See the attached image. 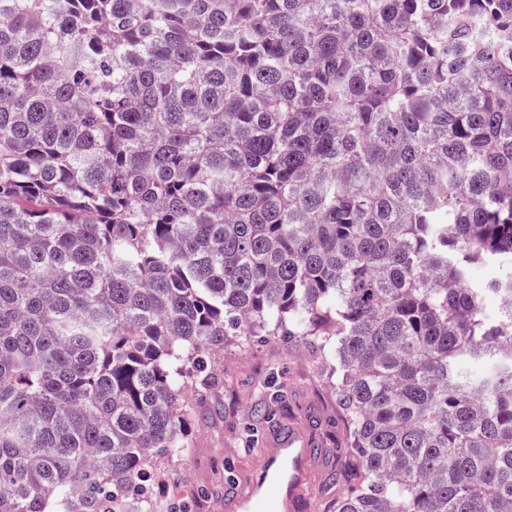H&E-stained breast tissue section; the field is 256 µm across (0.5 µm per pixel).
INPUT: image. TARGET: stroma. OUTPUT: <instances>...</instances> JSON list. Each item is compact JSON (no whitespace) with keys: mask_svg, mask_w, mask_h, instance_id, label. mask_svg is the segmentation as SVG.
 <instances>
[{"mask_svg":"<svg viewBox=\"0 0 512 512\" xmlns=\"http://www.w3.org/2000/svg\"><path fill=\"white\" fill-rule=\"evenodd\" d=\"M328 364L325 353L284 336H255L245 347H225L218 364L219 386L189 395V453L165 467L152 512H222L235 479L259 461V449L245 445L248 429L266 436L273 420L306 426L316 446L325 449L313 492L302 508L323 512L336 497L327 474L336 464L343 433ZM265 406L273 411V420L259 415Z\"/></svg>","mask_w":512,"mask_h":512,"instance_id":"35a3bbf8","label":"stroma"}]
</instances>
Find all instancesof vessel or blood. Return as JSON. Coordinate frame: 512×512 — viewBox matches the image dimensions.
<instances>
[{"label": "vessel or blood", "instance_id": "obj_1", "mask_svg": "<svg viewBox=\"0 0 512 512\" xmlns=\"http://www.w3.org/2000/svg\"><path fill=\"white\" fill-rule=\"evenodd\" d=\"M260 456L225 497V512H299L311 493L315 467L306 429L291 424L274 430Z\"/></svg>", "mask_w": 512, "mask_h": 512}]
</instances>
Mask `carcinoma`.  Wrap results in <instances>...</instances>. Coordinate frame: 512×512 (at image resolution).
<instances>
[{"mask_svg":"<svg viewBox=\"0 0 512 512\" xmlns=\"http://www.w3.org/2000/svg\"><path fill=\"white\" fill-rule=\"evenodd\" d=\"M242 336L326 512H512V0H0V512H150Z\"/></svg>","mask_w":512,"mask_h":512,"instance_id":"obj_1","label":"carcinoma"}]
</instances>
